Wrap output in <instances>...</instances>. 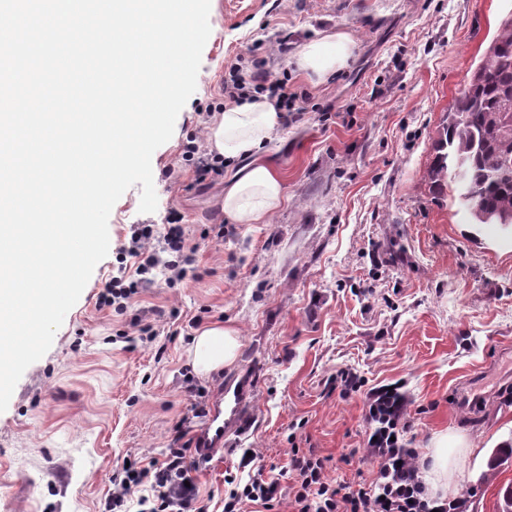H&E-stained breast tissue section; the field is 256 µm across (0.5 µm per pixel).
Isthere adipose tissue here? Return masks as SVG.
Listing matches in <instances>:
<instances>
[{"label": "adipose tissue", "mask_w": 512, "mask_h": 512, "mask_svg": "<svg viewBox=\"0 0 512 512\" xmlns=\"http://www.w3.org/2000/svg\"><path fill=\"white\" fill-rule=\"evenodd\" d=\"M353 51L352 37L338 31L304 43L295 54L294 63L305 74L322 79L343 69ZM280 125L279 112L267 96L260 95L229 105L208 129V140L219 155L232 160L242 156L253 159L224 187V212L237 223H259L284 201L281 179L255 159L262 144ZM239 347L237 329H203L193 338L194 365L203 372L218 370L236 359ZM465 446L458 434L444 433L434 439L426 476L431 492L447 486L455 457Z\"/></svg>", "instance_id": "obj_1"}]
</instances>
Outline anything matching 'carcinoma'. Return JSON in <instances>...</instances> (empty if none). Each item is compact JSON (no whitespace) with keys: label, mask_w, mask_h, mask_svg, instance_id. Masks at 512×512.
<instances>
[{"label":"carcinoma","mask_w":512,"mask_h":512,"mask_svg":"<svg viewBox=\"0 0 512 512\" xmlns=\"http://www.w3.org/2000/svg\"><path fill=\"white\" fill-rule=\"evenodd\" d=\"M512 101V17L504 20L465 91L458 93L437 132L429 180L438 192L453 186L472 218L512 224V132L504 129Z\"/></svg>","instance_id":"obj_1"}]
</instances>
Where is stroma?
<instances>
[{
    "mask_svg": "<svg viewBox=\"0 0 512 512\" xmlns=\"http://www.w3.org/2000/svg\"><path fill=\"white\" fill-rule=\"evenodd\" d=\"M511 16L512 0H211L197 88L152 155L156 211L140 212L138 184L116 202L107 257L0 413V512H101L116 466L170 440L186 379L213 399L244 367L254 425L201 465V497H223L245 448L281 468L291 445L310 447L334 461L330 477L353 480L340 459L363 447L362 401L325 384L348 367L372 387L403 385L420 454L439 434L463 435L469 450L445 494L465 498V512H495L512 483V228L470 233L466 209L432 192L428 170L449 105ZM333 31L355 42L347 67L322 81L299 71V46ZM282 35L287 54L271 53ZM260 56L300 110L258 154L281 176L283 204L239 224L222 198L245 159L204 186L180 151L223 112L230 64ZM173 212L198 245L191 276L143 290L126 315L98 309L132 228ZM157 309L176 313L179 335L126 342L131 319L152 323ZM210 325L238 329L241 347L204 375L189 349Z\"/></svg>",
    "mask_w": 512,
    "mask_h": 512,
    "instance_id": "obj_1",
    "label": "stroma"
}]
</instances>
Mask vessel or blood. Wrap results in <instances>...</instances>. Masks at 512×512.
<instances>
[{"mask_svg": "<svg viewBox=\"0 0 512 512\" xmlns=\"http://www.w3.org/2000/svg\"><path fill=\"white\" fill-rule=\"evenodd\" d=\"M252 388L251 378L226 379L211 410L197 429L200 456L210 457L225 450L231 436L239 433L246 417Z\"/></svg>", "mask_w": 512, "mask_h": 512, "instance_id": "vessel-or-blood-1", "label": "vessel or blood"}]
</instances>
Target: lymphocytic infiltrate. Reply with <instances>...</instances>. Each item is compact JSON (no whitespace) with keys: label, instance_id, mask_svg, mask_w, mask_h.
<instances>
[{"label":"lymphocytic infiltrate","instance_id":"obj_1","mask_svg":"<svg viewBox=\"0 0 512 512\" xmlns=\"http://www.w3.org/2000/svg\"><path fill=\"white\" fill-rule=\"evenodd\" d=\"M225 99L238 102L267 95L282 113L293 111L297 96L287 82L271 78L261 66L244 71L240 64L229 67L222 87ZM183 225H137L128 246L121 250L116 275L106 284L98 307L124 314L131 299L151 287L157 270H164L169 283L183 280L194 261ZM136 259L128 270L127 259ZM340 398L364 400V422L368 441L358 463L366 476L354 483L332 480L327 460L314 449L292 448L288 465L278 476L251 471V457L240 460L241 472H225L222 512H464L459 498L432 495L425 480L427 462L413 448L410 433L411 401L399 388L369 386L367 379L351 368L337 370L328 380ZM193 446L185 424H178L162 457L149 461L130 460L112 473V492L103 512H129L136 501L139 512H209L194 485L198 462L189 458Z\"/></svg>","mask_w":512,"mask_h":512}]
</instances>
